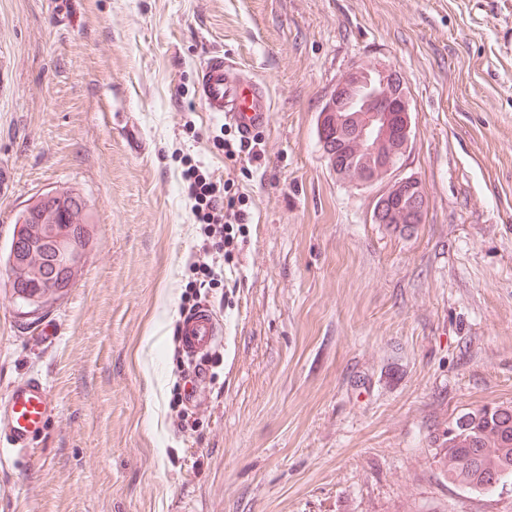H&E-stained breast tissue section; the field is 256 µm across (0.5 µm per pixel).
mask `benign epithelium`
<instances>
[{
	"label": "benign epithelium",
	"mask_w": 512,
	"mask_h": 512,
	"mask_svg": "<svg viewBox=\"0 0 512 512\" xmlns=\"http://www.w3.org/2000/svg\"><path fill=\"white\" fill-rule=\"evenodd\" d=\"M411 128L405 82L394 67H350L318 118L319 143L329 168L361 188L399 168L411 145ZM87 208L80 193L55 188L37 196L18 216L0 268L13 295L21 297L24 316L40 318L80 278L89 242ZM426 209L422 184L411 177L395 178L376 197L372 219L409 234L424 223ZM29 279L34 289L19 291Z\"/></svg>",
	"instance_id": "obj_1"
}]
</instances>
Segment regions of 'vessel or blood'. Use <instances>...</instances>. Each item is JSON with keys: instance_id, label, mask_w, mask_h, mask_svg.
Returning <instances> with one entry per match:
<instances>
[{"instance_id": "obj_1", "label": "vessel or blood", "mask_w": 512, "mask_h": 512, "mask_svg": "<svg viewBox=\"0 0 512 512\" xmlns=\"http://www.w3.org/2000/svg\"><path fill=\"white\" fill-rule=\"evenodd\" d=\"M199 99L206 111L224 116L243 136L267 127L270 108L263 88L223 53L211 54L197 77ZM222 322L209 306L184 316L179 344L193 367V384L207 380V358L221 342ZM57 403L47 383L37 375L11 381L0 400V456L27 457L54 417Z\"/></svg>"}]
</instances>
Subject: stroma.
Masks as SVG:
<instances>
[{"label":"stroma","instance_id":"obj_1","mask_svg":"<svg viewBox=\"0 0 512 512\" xmlns=\"http://www.w3.org/2000/svg\"><path fill=\"white\" fill-rule=\"evenodd\" d=\"M512 0H0V253L33 198L90 205L69 292L25 318L0 271V394L41 374L58 409L0 460V512H512L438 463L461 414L512 406ZM223 51L267 88L260 160L197 96ZM406 82L425 221L373 223L329 169L318 115L351 65ZM194 161L247 222L197 290L224 340L193 403L176 328L201 231ZM55 325L48 344L36 333Z\"/></svg>","mask_w":512,"mask_h":512}]
</instances>
